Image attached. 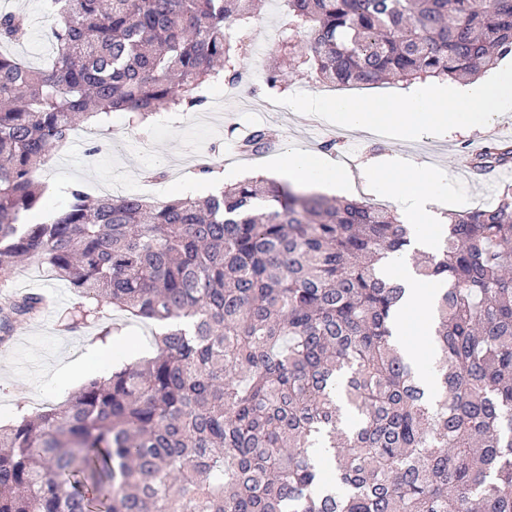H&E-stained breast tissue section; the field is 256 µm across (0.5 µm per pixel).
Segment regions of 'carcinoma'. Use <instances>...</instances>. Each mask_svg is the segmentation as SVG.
<instances>
[{
    "mask_svg": "<svg viewBox=\"0 0 512 512\" xmlns=\"http://www.w3.org/2000/svg\"><path fill=\"white\" fill-rule=\"evenodd\" d=\"M53 2L47 67L0 52V285L35 260L87 300L68 330L106 308L168 327L155 357L0 425V512H512V184L450 214L418 262L447 284L432 405L391 335L404 288L379 266L411 239L386 208L252 177L162 203L76 185L29 222L37 172L78 125L196 111L210 84L239 81L246 43L229 33L254 18V0ZM288 30L281 61L323 84L452 80L512 55V0H288ZM30 34L0 11L1 47ZM263 88L285 90L280 65ZM510 161L499 141L471 158ZM47 306L3 298L0 344ZM313 448L333 450L331 477Z\"/></svg>",
    "mask_w": 512,
    "mask_h": 512,
    "instance_id": "1",
    "label": "carcinoma"
}]
</instances>
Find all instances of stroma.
<instances>
[{
	"label": "stroma",
	"mask_w": 512,
	"mask_h": 512,
	"mask_svg": "<svg viewBox=\"0 0 512 512\" xmlns=\"http://www.w3.org/2000/svg\"><path fill=\"white\" fill-rule=\"evenodd\" d=\"M1 7L24 13L31 21L30 38L12 47V54L31 65H43L53 54L46 37L53 19L44 10V0H0ZM287 26V0H264L258 19L249 27L250 47L241 61L242 70L252 74L251 82L214 85L201 110L163 111L146 126H129L124 113H113L108 131L95 140L79 143L77 149H66L40 174L53 190L45 194L39 217L54 216L67 207L68 186L80 184L92 191L109 182L126 180L130 193L135 194L139 191V179L157 169L168 173L171 195H209L208 182L196 179L193 167L185 163L186 158L199 152L210 153L228 184L253 176L257 164L237 158L234 148L241 136L259 126L280 134L276 151L265 158L269 165L291 149L323 151L324 142L334 139L337 148L323 151L332 160L349 154L357 162L375 157L382 161L416 162L439 171L452 187L451 195L440 200L444 213L492 203L493 198L484 192L479 176L457 175L456 168L464 152L470 151L475 143L496 140L502 130L512 128V109L499 113L485 130L455 129L413 138L389 134L381 140L371 139L366 133L338 127L326 113L321 116V127L311 126V113L297 106L307 93L321 98H390L396 95L399 85L390 82L333 87L317 82L304 68L291 67L286 71V92L271 96L259 91L260 81L274 57V47ZM38 268L33 261L20 265L11 289L39 290L54 298L57 305L34 320L17 324L12 341L0 346L1 425L13 422L22 412L64 401L87 381L98 378L102 370V358L92 349L98 340V326L67 332L58 323L60 309L78 305L81 296L49 275H38ZM67 364L82 365V374L59 380L57 372Z\"/></svg>",
	"instance_id": "obj_1"
}]
</instances>
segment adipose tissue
<instances>
[{
	"instance_id": "1",
	"label": "adipose tissue",
	"mask_w": 512,
	"mask_h": 512,
	"mask_svg": "<svg viewBox=\"0 0 512 512\" xmlns=\"http://www.w3.org/2000/svg\"><path fill=\"white\" fill-rule=\"evenodd\" d=\"M300 106L322 107L334 115L338 125L356 131L391 130L408 136L447 129L486 128L498 112L512 106V66L472 83L425 82L390 100L338 97L319 102L308 96L301 100ZM276 167L289 179L318 188L344 186L349 182L345 166L331 164L317 153L288 151L278 159ZM363 172L369 187L387 196L414 229L410 248L401 257L390 259L383 273L404 289L393 321V334L420 385L433 400L440 389L439 378L432 369L433 356L419 352L405 338L412 332L429 336L434 331L435 306L441 288L437 281L417 273L414 255L432 251L447 230L433 209L444 187L432 170L414 162L387 165L371 161L364 165Z\"/></svg>"
}]
</instances>
